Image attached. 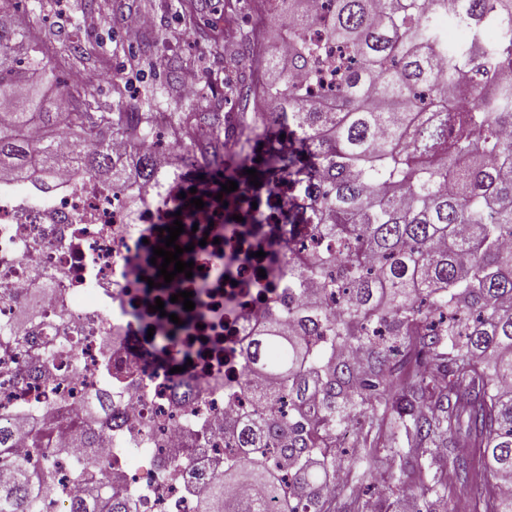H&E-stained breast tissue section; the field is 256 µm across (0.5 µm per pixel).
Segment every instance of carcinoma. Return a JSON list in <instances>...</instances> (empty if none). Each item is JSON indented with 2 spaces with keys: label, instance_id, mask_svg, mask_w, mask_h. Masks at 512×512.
Instances as JSON below:
<instances>
[{
  "label": "carcinoma",
  "instance_id": "obj_1",
  "mask_svg": "<svg viewBox=\"0 0 512 512\" xmlns=\"http://www.w3.org/2000/svg\"><path fill=\"white\" fill-rule=\"evenodd\" d=\"M270 15L285 14L293 43L266 61L265 80L242 77L224 85V100L261 91L255 111L236 113L239 138L288 129V148L270 146L266 182L288 181L309 200L288 217L339 249L298 255L292 283L299 305L294 330L262 328L245 350L246 372L259 370L274 386L252 394L249 411L232 428L236 452L197 512H325L317 495L325 469L336 463V431L361 416L369 430L351 457L355 478L336 484L349 512H364L354 494L383 460L411 458L420 475L434 451L460 445L479 451L484 473L470 485L474 512H512V0H325L320 22L314 0H257ZM462 28L464 40L450 32ZM26 33L0 7V169L18 182L35 170L77 164L123 187H139V206L156 198L164 171L142 148L158 122L153 109L129 100L116 112L95 107L67 89L57 56L26 57ZM260 48L255 30L229 52ZM336 66V84L322 104L311 86ZM468 103L459 112L440 104L443 82ZM65 88L66 104L50 111L48 92ZM226 116L189 112L174 128L189 152L193 131L213 132L205 154L224 165ZM38 125L43 137L22 130ZM71 130L68 154L53 133ZM130 137L116 155L109 139ZM410 355L425 373L405 372L389 393L391 355ZM397 415L387 443L371 429ZM58 452L32 469L16 457L0 428V512H43L55 481ZM72 475L83 494L68 512H136L133 495L87 457ZM265 485L246 497L242 482ZM448 482L434 475L423 498L441 500Z\"/></svg>",
  "mask_w": 512,
  "mask_h": 512
}]
</instances>
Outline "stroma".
Listing matches in <instances>:
<instances>
[{
    "label": "stroma",
    "instance_id": "obj_1",
    "mask_svg": "<svg viewBox=\"0 0 512 512\" xmlns=\"http://www.w3.org/2000/svg\"><path fill=\"white\" fill-rule=\"evenodd\" d=\"M17 8V21L66 58L68 71L85 74L87 91L106 109L116 104L113 88L121 85L128 95L152 99L160 112L220 111L225 82L252 71L248 58L224 50V0H17ZM92 11L102 22L87 31L83 18ZM135 14L151 16V25L129 29L125 20ZM189 67L196 70L203 95H169L171 81ZM374 476L384 485L377 496L380 512H402L407 505L427 512L419 495L407 498L387 488L393 477L411 481L410 470L393 462Z\"/></svg>",
    "mask_w": 512,
    "mask_h": 512
}]
</instances>
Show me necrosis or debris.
<instances>
[{
	"label": "necrosis or debris",
	"instance_id": "4bbe7bcc",
	"mask_svg": "<svg viewBox=\"0 0 512 512\" xmlns=\"http://www.w3.org/2000/svg\"><path fill=\"white\" fill-rule=\"evenodd\" d=\"M136 189L72 165L0 177V423L35 467L32 427L50 426L64 489L48 494L52 512L82 490L70 471L85 451L71 435L85 422L96 459L136 492L138 512H195L228 453L225 425L249 405L243 348L264 322L287 321L290 260L314 244L310 225L289 223L303 202L281 184L268 224H229L208 205L183 216L177 243L193 275L152 288L166 219L162 203L130 212ZM181 291L193 310L172 302ZM158 299L161 315L150 308ZM151 331L173 335L167 354Z\"/></svg>",
	"mask_w": 512,
	"mask_h": 512
}]
</instances>
